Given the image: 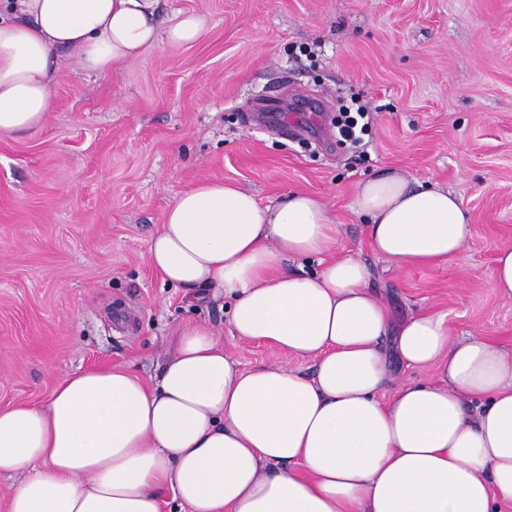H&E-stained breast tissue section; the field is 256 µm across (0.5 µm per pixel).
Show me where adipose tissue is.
<instances>
[{"label": "adipose tissue", "instance_id": "obj_1", "mask_svg": "<svg viewBox=\"0 0 512 512\" xmlns=\"http://www.w3.org/2000/svg\"><path fill=\"white\" fill-rule=\"evenodd\" d=\"M160 0H0V135L39 130L59 52L103 74L158 44L196 42L205 16L158 25ZM372 250L433 266L472 234L459 196L399 171L354 200ZM315 194L260 204L210 179L178 196L147 258L188 303L231 296L239 340L316 360L251 370L215 332L188 323L159 379L76 371L39 404L0 407V474H22L7 512H497L512 503V357L482 336L454 339L447 314L392 324L359 259ZM319 270L288 272L292 257ZM428 372L388 401L379 344Z\"/></svg>", "mask_w": 512, "mask_h": 512}]
</instances>
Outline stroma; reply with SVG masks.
<instances>
[{"label":"stroma","mask_w":512,"mask_h":512,"mask_svg":"<svg viewBox=\"0 0 512 512\" xmlns=\"http://www.w3.org/2000/svg\"><path fill=\"white\" fill-rule=\"evenodd\" d=\"M203 14L198 42L104 74L60 56L37 132L0 138V406L66 375L156 378L186 322L243 368L313 360L232 336L227 298L186 304L147 261L168 206L203 179L261 202L318 194L343 254L365 261L394 320L447 314L455 337L512 353V298L490 283L512 245V0H164ZM375 111L368 160L337 142L341 100ZM457 192L473 236L431 266L377 258L354 212L384 170Z\"/></svg>","instance_id":"stroma-1"}]
</instances>
